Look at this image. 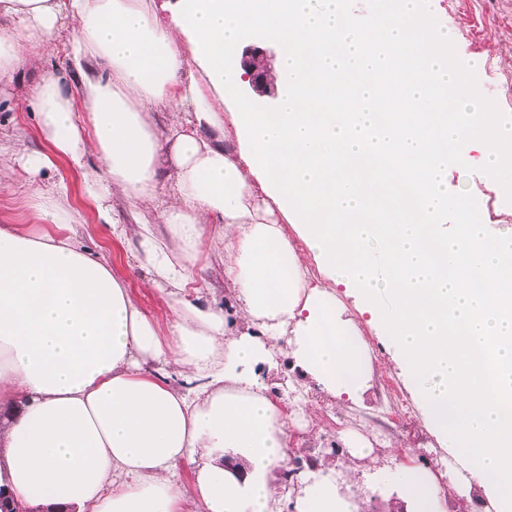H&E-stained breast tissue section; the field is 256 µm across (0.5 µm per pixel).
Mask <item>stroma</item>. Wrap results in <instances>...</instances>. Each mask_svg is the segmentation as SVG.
Masks as SVG:
<instances>
[{
  "mask_svg": "<svg viewBox=\"0 0 512 512\" xmlns=\"http://www.w3.org/2000/svg\"><path fill=\"white\" fill-rule=\"evenodd\" d=\"M421 7L437 31L447 32L448 58L454 69L470 73L479 96L495 98L502 111L512 114V0H421ZM74 35L73 23L63 21L52 40L40 45V65L24 69L20 80L0 85V224L41 230L31 209L33 184L64 183L72 206L82 216L81 224L74 227L78 238L91 252L109 260L113 275L127 282L143 312L165 336L173 318L170 301L152 288L150 275L138 263L133 245L114 237L109 225L98 218L96 205L86 194L83 174L66 158L58 157L52 168L34 178L15 159L19 151L51 150L36 127L28 92L46 72L71 76L68 53ZM511 186L512 169L485 172L465 147H458L448 158V197L465 201L480 223L512 227V198L505 194ZM223 249L222 240H205L197 262L199 293L203 300L219 307L234 303L224 268L216 258ZM352 318L374 356L366 409L351 410L318 388L300 387L289 370L288 359L282 356L277 368L262 372L261 377L270 394L304 409L306 426L291 427V434L297 437L304 455L313 460L334 453L347 458L354 480L363 489L360 512H382L381 494L372 481L374 468L408 454L440 476L442 512H460L456 484L468 478V469L454 462L450 449L425 428L422 410L371 327L369 314L356 312ZM344 428L358 432L369 443L372 453L368 458L348 459L338 438Z\"/></svg>",
  "mask_w": 512,
  "mask_h": 512,
  "instance_id": "stroma-1",
  "label": "stroma"
}]
</instances>
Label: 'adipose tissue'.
<instances>
[{"instance_id": "obj_1", "label": "adipose tissue", "mask_w": 512, "mask_h": 512, "mask_svg": "<svg viewBox=\"0 0 512 512\" xmlns=\"http://www.w3.org/2000/svg\"><path fill=\"white\" fill-rule=\"evenodd\" d=\"M395 2L360 21L343 0H174L164 23L157 0H0V83L72 20L78 80L47 73L31 87L37 126L76 169L101 162L87 194L175 313L159 335L77 238L63 185L33 190L51 230L0 225V483L16 497L64 512H359L335 460L283 489L292 441L257 372L284 345L306 383L363 408L371 357L341 285L383 331L426 427L471 466L466 512L480 493L512 512V231L463 207L446 221L449 151L469 144L489 169L512 166V114L449 70L443 43L419 30L420 0ZM251 31L284 47L272 112L242 94ZM158 105L194 120L158 130ZM166 161V232L112 224L108 199L141 212ZM211 235L231 312L190 295ZM199 448L217 457L187 490L175 470ZM374 480L397 488L385 512H441L429 468L394 459Z\"/></svg>"}]
</instances>
